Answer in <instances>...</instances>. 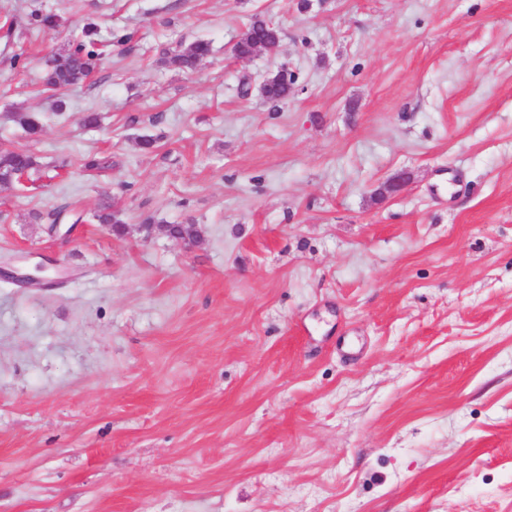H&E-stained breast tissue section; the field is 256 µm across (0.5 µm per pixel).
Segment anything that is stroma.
Listing matches in <instances>:
<instances>
[{
  "instance_id": "1",
  "label": "stroma",
  "mask_w": 512,
  "mask_h": 512,
  "mask_svg": "<svg viewBox=\"0 0 512 512\" xmlns=\"http://www.w3.org/2000/svg\"><path fill=\"white\" fill-rule=\"evenodd\" d=\"M299 4L0 0V512H512V0ZM280 40L281 31L279 27L265 18L255 15L252 17L246 30L239 36L234 48V53L240 58L249 56L253 50L254 52L251 56L260 52H272L278 46L270 47L262 43L258 44L256 47L255 45L260 41L269 45H276ZM85 41L76 45L62 60H54L53 66L47 70L43 82L53 90H62L84 81L95 69L99 54L87 46L95 47L98 29L88 25L84 29ZM209 53V46L204 41H194L168 55L165 59L170 67L179 70H193ZM293 84V78H288L284 73L278 71L268 74L264 78V84L260 87V92L268 101L283 102L293 95ZM38 166L39 163L32 154L26 151L4 148L3 151H0V183H9L14 179V176L16 181L20 182L27 175V172L36 170ZM20 170H26L27 172Z\"/></svg>"
}]
</instances>
